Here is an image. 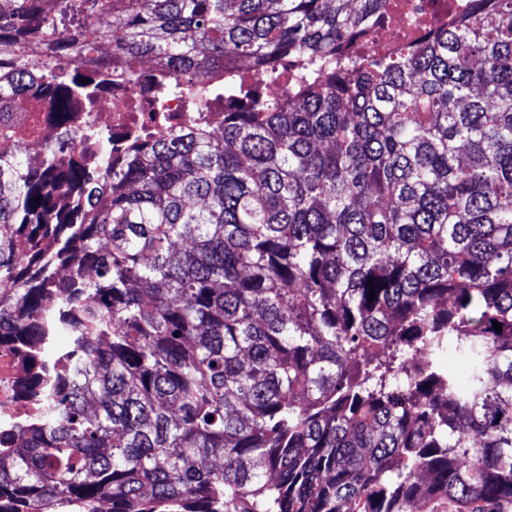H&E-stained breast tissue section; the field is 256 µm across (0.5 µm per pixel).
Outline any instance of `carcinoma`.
I'll list each match as a JSON object with an SVG mask.
<instances>
[{"label":"carcinoma","mask_w":512,"mask_h":512,"mask_svg":"<svg viewBox=\"0 0 512 512\" xmlns=\"http://www.w3.org/2000/svg\"><path fill=\"white\" fill-rule=\"evenodd\" d=\"M46 2L0 20V141L46 144L0 152V348L40 397L0 512L512 503V0L380 59L345 46L387 0ZM96 52L242 104L116 156L70 125ZM279 62L284 107L241 74Z\"/></svg>","instance_id":"cac0c4a2"}]
</instances>
